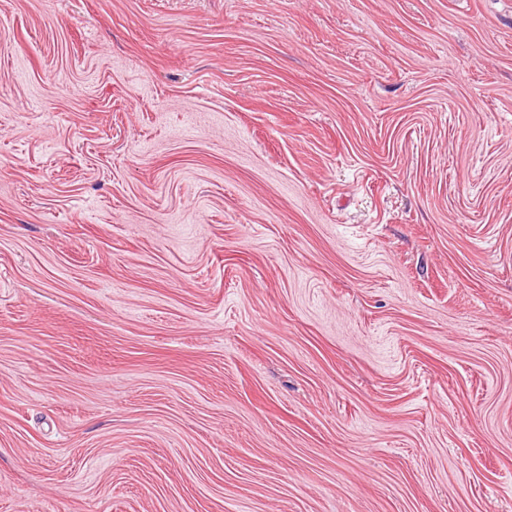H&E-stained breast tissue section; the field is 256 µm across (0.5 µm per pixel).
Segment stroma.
Listing matches in <instances>:
<instances>
[{"label":"stroma","mask_w":512,"mask_h":512,"mask_svg":"<svg viewBox=\"0 0 512 512\" xmlns=\"http://www.w3.org/2000/svg\"><path fill=\"white\" fill-rule=\"evenodd\" d=\"M0 512H512V0H0Z\"/></svg>","instance_id":"1"}]
</instances>
